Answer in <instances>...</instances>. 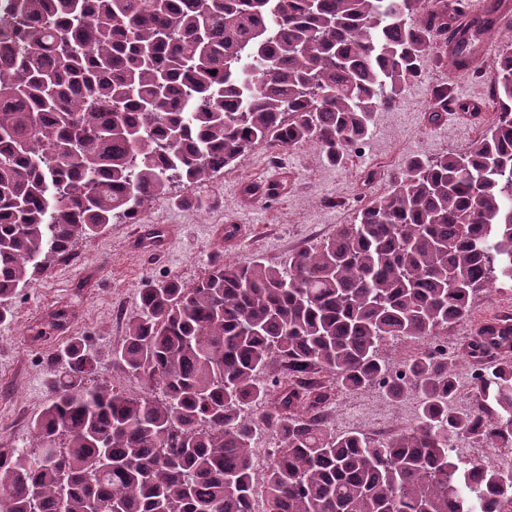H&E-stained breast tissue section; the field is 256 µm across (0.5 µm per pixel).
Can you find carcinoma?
<instances>
[{"label": "carcinoma", "mask_w": 512, "mask_h": 512, "mask_svg": "<svg viewBox=\"0 0 512 512\" xmlns=\"http://www.w3.org/2000/svg\"><path fill=\"white\" fill-rule=\"evenodd\" d=\"M500 2L456 29L457 65L488 25L512 31ZM466 8L0 0V323L3 302L77 240L257 144L344 164ZM491 66L495 118L469 151L413 159L283 266L221 262L190 287L146 285L114 354L147 392L88 385L97 361L70 343L36 447L0 446V512H251L252 409L279 440L266 512H512V465L452 455L460 437L512 448V316L472 341L470 357L496 349L499 362L473 375L464 410L455 355L437 345L478 292L512 290V51ZM402 341L425 345L393 371L381 352ZM272 361L287 380L257 379ZM316 368L348 391L417 395V423L388 440L337 435L330 393L307 380Z\"/></svg>", "instance_id": "1"}]
</instances>
